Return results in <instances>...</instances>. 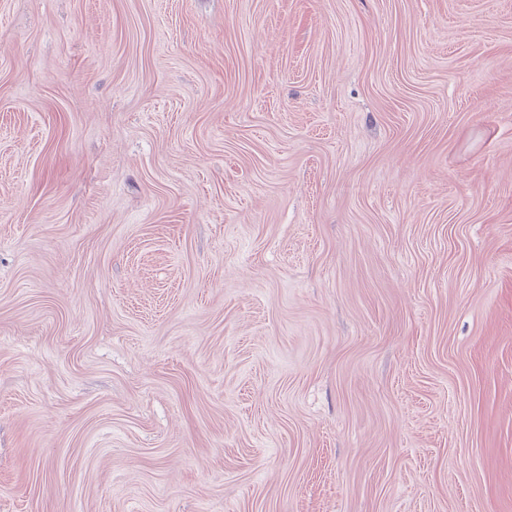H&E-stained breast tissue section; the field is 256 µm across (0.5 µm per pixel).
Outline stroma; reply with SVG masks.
<instances>
[{"label":"stroma","instance_id":"obj_1","mask_svg":"<svg viewBox=\"0 0 512 512\" xmlns=\"http://www.w3.org/2000/svg\"><path fill=\"white\" fill-rule=\"evenodd\" d=\"M0 512H512V0H0Z\"/></svg>","mask_w":512,"mask_h":512}]
</instances>
